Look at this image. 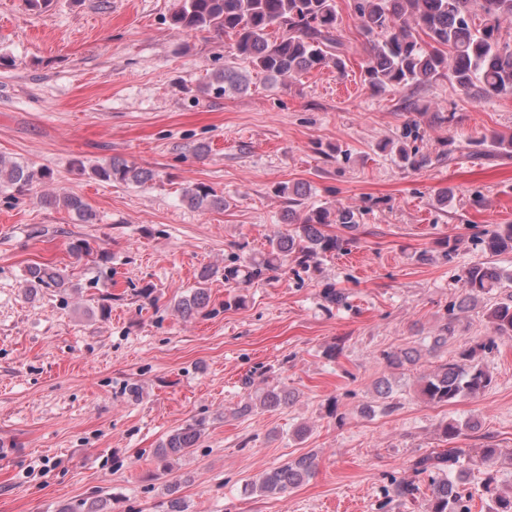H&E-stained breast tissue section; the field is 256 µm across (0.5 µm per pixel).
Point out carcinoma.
I'll return each instance as SVG.
<instances>
[{"instance_id":"1","label":"carcinoma","mask_w":512,"mask_h":512,"mask_svg":"<svg viewBox=\"0 0 512 512\" xmlns=\"http://www.w3.org/2000/svg\"><path fill=\"white\" fill-rule=\"evenodd\" d=\"M355 10L364 35L373 38L365 66L364 81L373 89L425 86L440 77L460 94L481 100L512 98V44L502 41L501 28L512 22V0H356ZM170 26L178 32L215 30L232 39L233 56L248 62L267 76L282 80L300 73L332 65L344 69L339 34L336 0H179L170 15ZM247 89L238 73L224 69L215 76L206 90L218 96ZM396 156L413 170L426 166L430 159L417 149L396 147ZM104 181L145 185L154 180L152 170L112 158L93 169ZM50 178V172H34L28 164L10 161L0 156V191L24 193L34 179ZM183 200L194 208H224V196L203 183L184 188ZM39 204L46 208H64L75 221L93 224L96 213L82 197L73 194L45 192ZM336 224L345 235L329 233L325 227ZM359 228V212L351 207L330 211L290 207L283 225L269 237V250L263 259L234 258L224 266V282L255 283L267 274L293 262L306 272L319 268L321 259L341 252L354 241L351 233ZM482 252L490 255L512 251V224H496L482 231ZM216 274L205 267L199 273L201 287L190 297L178 302L176 310L189 318L209 302L202 284ZM463 293L448 305V314L431 337L428 352L436 353L456 337L460 314L501 289L503 282H512L487 260H477L465 267L460 275ZM26 285L61 288L65 278L46 264H34L26 270ZM492 331L497 336H512V290L494 302L486 313ZM495 347L491 337L474 345L462 347L457 358L445 361L418 380L419 392L433 404H449L460 398L475 397L492 384L485 370L481 353ZM421 353L408 347L383 354L388 365L402 369L414 365ZM298 399V393L286 387L268 386L245 399L235 414L243 417L256 408L275 410ZM477 421L463 423L452 420L442 426V436L456 438L462 429H474ZM202 423H189L169 434L157 448L160 471L168 474L174 464L190 454L202 436ZM499 448H483L478 465L483 467L482 501L486 512H512V496L500 493L491 471ZM461 451L446 448L429 452L413 462L415 476L429 479L426 512H471L470 494L466 493L460 469ZM316 456L303 455L287 460L263 473L254 482L261 493L286 495L314 474ZM180 482L167 485L168 499L161 503L163 512H184L177 496ZM420 483L414 479L395 485V496L414 500L420 495Z\"/></svg>"}]
</instances>
